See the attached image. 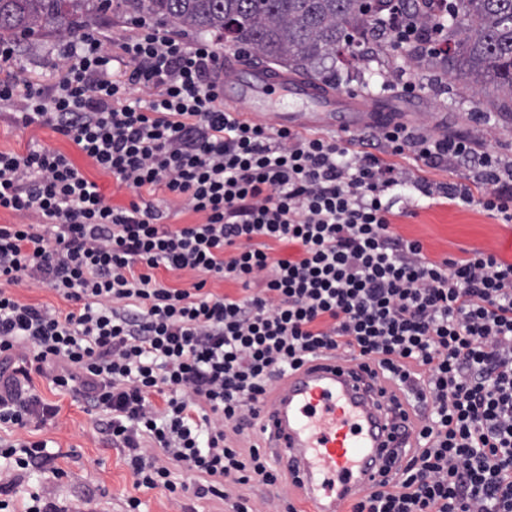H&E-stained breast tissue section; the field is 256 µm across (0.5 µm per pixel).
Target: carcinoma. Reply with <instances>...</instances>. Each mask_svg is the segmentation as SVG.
I'll return each mask as SVG.
<instances>
[{
  "mask_svg": "<svg viewBox=\"0 0 512 512\" xmlns=\"http://www.w3.org/2000/svg\"><path fill=\"white\" fill-rule=\"evenodd\" d=\"M421 0L418 24L442 35L441 66L466 80L493 112H512V0ZM389 0H0V40L96 27L112 9L157 16L183 30L222 37L263 63L336 81L321 69L352 45Z\"/></svg>",
  "mask_w": 512,
  "mask_h": 512,
  "instance_id": "carcinoma-1",
  "label": "carcinoma"
}]
</instances>
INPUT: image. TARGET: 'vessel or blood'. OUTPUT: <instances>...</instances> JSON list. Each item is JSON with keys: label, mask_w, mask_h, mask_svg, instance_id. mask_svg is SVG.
Instances as JSON below:
<instances>
[{"label": "vessel or blood", "mask_w": 512, "mask_h": 512, "mask_svg": "<svg viewBox=\"0 0 512 512\" xmlns=\"http://www.w3.org/2000/svg\"><path fill=\"white\" fill-rule=\"evenodd\" d=\"M223 90L225 107L249 123L348 133L391 120L377 99L253 69L240 57L226 58ZM255 430L307 512H344L382 483L397 482L406 449L416 445L417 419L405 393L371 367L321 357L276 388Z\"/></svg>", "instance_id": "1"}]
</instances>
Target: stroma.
Wrapping results in <instances>:
<instances>
[{
  "instance_id": "obj_1",
  "label": "stroma",
  "mask_w": 512,
  "mask_h": 512,
  "mask_svg": "<svg viewBox=\"0 0 512 512\" xmlns=\"http://www.w3.org/2000/svg\"><path fill=\"white\" fill-rule=\"evenodd\" d=\"M53 37L34 38L21 43L14 62L0 65V79H14L46 87L62 76L53 66ZM373 55L367 66L348 62L336 64V85L343 92H361L383 100L400 119L428 113L438 134L468 136L484 141L486 148L503 160L512 161V114L487 111L480 98L460 80L444 75L429 58H416L410 47L392 50L387 42H372ZM413 81L421 91L402 93L400 85ZM60 151L96 180L110 203L124 206L132 192L111 176L100 173L68 138L38 123L21 127L14 123L10 108L0 109V151L26 153L32 148ZM399 201L394 206L393 230L399 236L420 241L424 254L438 261L478 248L512 262V225L497 223L479 209L453 205L410 207L416 192L408 185L396 187ZM32 387L59 412L45 425L31 424L19 431V438L47 441L55 453L54 469L23 470L0 464V497L9 499L14 512H25L31 494L45 496L51 512H129L128 500L140 501L139 512H232V499L246 501L250 512H268L279 507L274 488L249 483L231 488V500L196 498L172 494L163 489L134 488L123 452L104 444L95 429V417L88 414L81 399L54 389L48 380L33 375ZM10 431L0 438L11 439Z\"/></svg>"
}]
</instances>
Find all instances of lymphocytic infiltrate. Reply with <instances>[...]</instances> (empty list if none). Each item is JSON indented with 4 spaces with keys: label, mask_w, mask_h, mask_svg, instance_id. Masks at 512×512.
Segmentation results:
<instances>
[{
    "label": "lymphocytic infiltrate",
    "mask_w": 512,
    "mask_h": 512,
    "mask_svg": "<svg viewBox=\"0 0 512 512\" xmlns=\"http://www.w3.org/2000/svg\"><path fill=\"white\" fill-rule=\"evenodd\" d=\"M413 16L393 0L378 36L436 54ZM134 28L117 41L127 78L90 31L62 40L53 87L0 80L19 124L49 125L134 195L109 204L56 150L0 152V210L28 218L0 225V427L57 415L23 394L36 373L97 412L135 487L221 498L228 481L282 486L264 452L229 436L251 429L287 374L340 355L411 389L423 414L400 481L352 512H512V263L479 249L431 261L394 236L388 194L405 179L376 150L471 165L468 181L413 186L501 224H512V163L400 122L348 137L247 124L218 93L221 39L146 16ZM140 87L152 96L135 98ZM181 210L204 223L171 229ZM274 241L288 256H271ZM161 268L202 278L174 288ZM211 279L241 296L207 291ZM22 283L73 310L21 302ZM0 458L26 470L55 455L17 439ZM175 465L190 482L172 481Z\"/></svg>",
    "instance_id": "obj_1"
}]
</instances>
